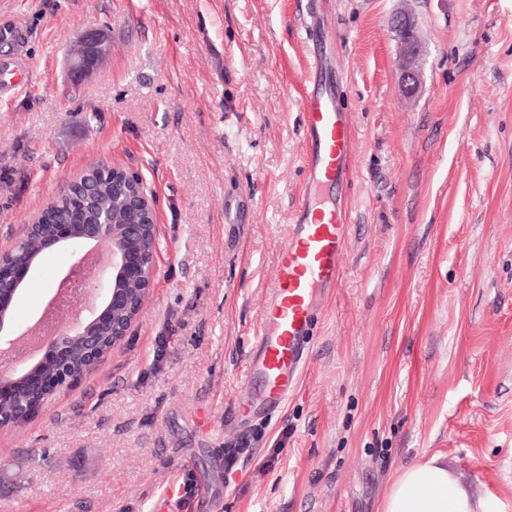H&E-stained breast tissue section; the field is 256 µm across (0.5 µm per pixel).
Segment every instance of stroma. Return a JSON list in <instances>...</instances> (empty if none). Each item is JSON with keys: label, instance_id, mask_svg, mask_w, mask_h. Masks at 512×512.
I'll use <instances>...</instances> for the list:
<instances>
[{"label": "stroma", "instance_id": "35a3bbf8", "mask_svg": "<svg viewBox=\"0 0 512 512\" xmlns=\"http://www.w3.org/2000/svg\"><path fill=\"white\" fill-rule=\"evenodd\" d=\"M404 8L425 51L413 102ZM16 20L24 43L0 58L23 49L32 78L0 97V250L98 164L143 178L160 247L119 345L0 429V512H380L435 453L512 512V0H0V25ZM90 28L110 51L76 80ZM318 62L351 121L341 276L287 403L245 417ZM73 260L42 261L12 330ZM393 28L398 33L399 44V84L403 96L415 98L422 86L421 58L422 45L417 37L418 22L414 14L403 11L392 19Z\"/></svg>", "mask_w": 512, "mask_h": 512}]
</instances>
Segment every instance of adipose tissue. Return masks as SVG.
<instances>
[{"instance_id": "obj_1", "label": "adipose tissue", "mask_w": 512, "mask_h": 512, "mask_svg": "<svg viewBox=\"0 0 512 512\" xmlns=\"http://www.w3.org/2000/svg\"><path fill=\"white\" fill-rule=\"evenodd\" d=\"M382 512H490L475 497L443 455L434 454L409 465L393 481Z\"/></svg>"}]
</instances>
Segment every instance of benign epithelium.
I'll list each match as a JSON object with an SVG mask.
<instances>
[{
	"instance_id": "benign-epithelium-1",
	"label": "benign epithelium",
	"mask_w": 512,
	"mask_h": 512,
	"mask_svg": "<svg viewBox=\"0 0 512 512\" xmlns=\"http://www.w3.org/2000/svg\"><path fill=\"white\" fill-rule=\"evenodd\" d=\"M393 28L398 33L399 44V84L403 96L415 98L422 86L421 58L422 45L417 37L418 22L414 14L403 11L392 19ZM110 50V41L104 31L91 30L82 35L78 49L72 59L70 70L74 77L83 79L90 76L100 65ZM112 178L121 179V190L127 203L135 204L146 211L150 220H155V200L141 179L124 168L112 167ZM145 231V224H85L83 234L72 235V225L58 224L53 239L45 247L50 252L66 245L81 251L89 245L104 251L112 257V271L106 279L93 283L90 269L97 258L91 255L80 258L62 277L60 288L51 298L34 326L39 331L51 324L52 333L44 338L45 352L53 355L59 368L56 374L42 378L33 374V366L23 368L21 378L27 380L29 397L18 401L13 384L16 381L18 359L17 338L3 336L5 320H0V405L14 407V413L0 416V428L15 427L27 420L33 412L45 403V395L50 392H63L72 387L78 378L68 374L67 354L70 341L79 336L88 346L92 359H97L101 342L87 332L92 322L106 315V306L128 308L131 306L124 289L117 287L121 281L135 283L150 288L156 275V253L158 242H153L151 255L147 256L132 248L129 242L139 238ZM30 267L22 265L14 270L11 286H0V310L12 308L22 280Z\"/></svg>"
}]
</instances>
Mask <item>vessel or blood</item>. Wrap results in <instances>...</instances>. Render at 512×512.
<instances>
[{
    "label": "vessel or blood",
    "mask_w": 512,
    "mask_h": 512,
    "mask_svg": "<svg viewBox=\"0 0 512 512\" xmlns=\"http://www.w3.org/2000/svg\"><path fill=\"white\" fill-rule=\"evenodd\" d=\"M31 65L21 55L0 65V93L28 87ZM306 115V185L288 226L275 281L247 367L250 385L239 396L243 410L255 401L275 410L295 389L308 358L309 338L319 306L338 282L348 224L324 195L348 174L349 118L337 112L321 78H312L301 98Z\"/></svg>",
    "instance_id": "obj_1"
}]
</instances>
